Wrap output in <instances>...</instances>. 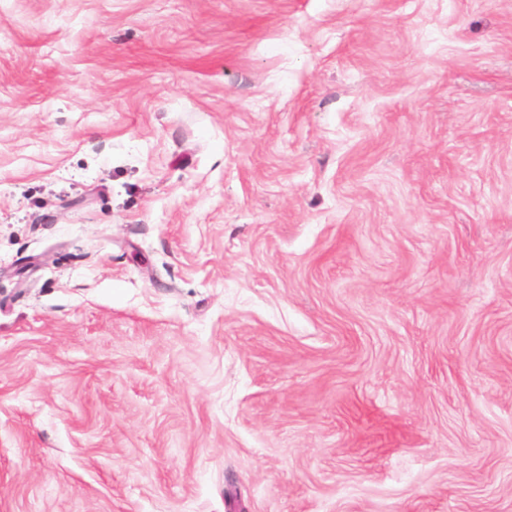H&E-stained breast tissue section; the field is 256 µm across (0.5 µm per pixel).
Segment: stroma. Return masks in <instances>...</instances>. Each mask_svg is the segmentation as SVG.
<instances>
[{
	"label": "stroma",
	"mask_w": 512,
	"mask_h": 512,
	"mask_svg": "<svg viewBox=\"0 0 512 512\" xmlns=\"http://www.w3.org/2000/svg\"><path fill=\"white\" fill-rule=\"evenodd\" d=\"M0 512H512V0H0Z\"/></svg>",
	"instance_id": "1"
}]
</instances>
